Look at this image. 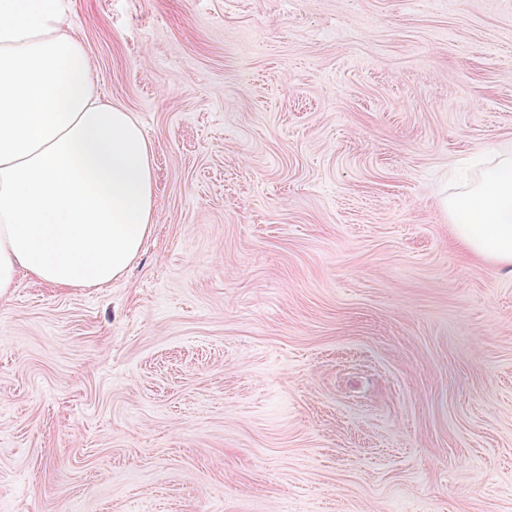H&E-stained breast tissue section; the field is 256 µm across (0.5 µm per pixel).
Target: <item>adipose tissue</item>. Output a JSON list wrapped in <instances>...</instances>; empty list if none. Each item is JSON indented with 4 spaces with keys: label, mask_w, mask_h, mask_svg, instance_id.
<instances>
[{
    "label": "adipose tissue",
    "mask_w": 512,
    "mask_h": 512,
    "mask_svg": "<svg viewBox=\"0 0 512 512\" xmlns=\"http://www.w3.org/2000/svg\"><path fill=\"white\" fill-rule=\"evenodd\" d=\"M448 198L457 244L512 272V154ZM153 150L103 99L71 0H0V296L122 276L154 229Z\"/></svg>",
    "instance_id": "adipose-tissue-1"
}]
</instances>
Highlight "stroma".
I'll return each instance as SVG.
<instances>
[{
  "label": "stroma",
  "instance_id": "1",
  "mask_svg": "<svg viewBox=\"0 0 512 512\" xmlns=\"http://www.w3.org/2000/svg\"><path fill=\"white\" fill-rule=\"evenodd\" d=\"M153 146L102 288L0 298V512H512V0H72ZM497 164L445 201L457 244L476 259L512 272V154L494 147Z\"/></svg>",
  "mask_w": 512,
  "mask_h": 512
}]
</instances>
